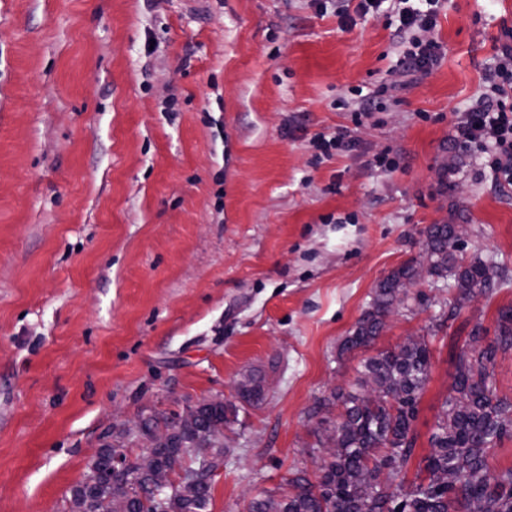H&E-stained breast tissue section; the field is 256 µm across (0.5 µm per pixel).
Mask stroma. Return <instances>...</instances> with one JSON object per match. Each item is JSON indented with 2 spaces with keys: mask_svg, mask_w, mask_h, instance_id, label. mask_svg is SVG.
I'll return each instance as SVG.
<instances>
[{
  "mask_svg": "<svg viewBox=\"0 0 512 512\" xmlns=\"http://www.w3.org/2000/svg\"><path fill=\"white\" fill-rule=\"evenodd\" d=\"M505 26L512 0H446L443 58L404 76L386 15L344 27L310 0H0V512H73L100 449L217 396L209 512H247L316 478L315 403L411 336L431 350L425 456L470 331L493 340L512 307V186L452 139ZM383 83L355 122L356 91ZM343 127L355 147L315 163L313 137ZM445 222L497 288L465 300L422 275L340 355ZM414 273L415 269L412 265H404L392 271L380 282L372 309L361 316L352 334L345 337L340 345L341 355L352 354L370 346L383 329L385 319L391 312L390 302L397 284L410 279Z\"/></svg>",
  "mask_w": 512,
  "mask_h": 512,
  "instance_id": "stroma-1",
  "label": "stroma"
}]
</instances>
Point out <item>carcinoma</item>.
Listing matches in <instances>:
<instances>
[{
	"label": "carcinoma",
	"mask_w": 512,
	"mask_h": 512,
	"mask_svg": "<svg viewBox=\"0 0 512 512\" xmlns=\"http://www.w3.org/2000/svg\"><path fill=\"white\" fill-rule=\"evenodd\" d=\"M453 224H431L424 230L428 272L451 276L464 298L491 292L497 273L478 258L465 261L451 249ZM415 273L404 265L379 284L372 309L358 320L340 345V354H352L375 340L391 312L397 284ZM512 348V308L499 312L496 337L471 355L460 356L452 394L430 437V451L419 463L409 485L405 471L414 454L413 423L417 405L429 377L431 351L426 341L383 351L363 363L361 394H335L317 402L319 411L339 401L343 412L332 430L320 439L336 454L320 466L313 482L297 473L288 479L290 491L279 498L266 492L255 498L250 512H512V468L492 475L487 464L489 447L512 436V401L497 399L488 385V365L500 349ZM201 425L226 420L225 406H196ZM210 451L211 469L224 460V446L205 437L173 431L172 441L152 448L157 467L175 474L187 470L185 456ZM121 455V462L115 456ZM138 454L119 446L103 449L94 459L99 480L76 488L78 512H207L211 500V474H201L197 493L185 497L168 489L160 501L142 498L137 483ZM390 469L392 482L381 483L377 472Z\"/></svg>",
	"instance_id": "1"
}]
</instances>
